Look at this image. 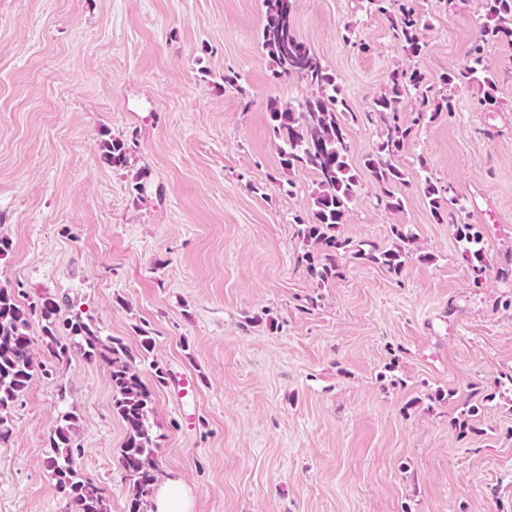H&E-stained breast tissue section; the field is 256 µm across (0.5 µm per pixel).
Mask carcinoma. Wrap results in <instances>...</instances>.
<instances>
[{
	"label": "carcinoma",
	"instance_id": "obj_1",
	"mask_svg": "<svg viewBox=\"0 0 512 512\" xmlns=\"http://www.w3.org/2000/svg\"><path fill=\"white\" fill-rule=\"evenodd\" d=\"M369 10L392 19V38L413 57L419 56L425 46L426 28L416 0H365ZM265 23L260 34L261 47L273 63L276 79L297 78L308 85L312 93L295 106L290 102L273 100L268 105L280 166L285 171L310 168L317 176L312 192V207L307 217L297 216V235L305 242V257L309 269L319 284L341 274L339 259L349 254L353 258L378 263L395 274L404 267L408 252L402 246L376 252L364 251L347 239L336 236V228L344 223L350 206L357 201L361 186L359 174L351 164L350 144L346 125L357 115L339 96L336 73L323 66L315 51L294 31L292 0H265ZM484 18L479 32L467 51L466 63L444 76V84L478 86L481 96L478 104L490 109L497 103L495 74L484 65L485 45L493 41L512 44V0H483ZM414 90L420 100L418 117L423 112L435 117L440 112L455 111L453 95L429 99L425 76L418 70L410 72L395 69L389 74L387 88L373 98L372 111L380 114L399 112L404 94ZM411 128L394 123L366 156L364 167L376 187V199L391 211H400L405 198L397 187L406 184L404 169L395 163ZM132 145L122 139L108 138L100 143L101 159L114 168L128 164ZM440 188L425 180L422 193L428 199L431 211L439 222H448L456 238L465 241L467 259L485 263L481 233L472 224H460L453 212L441 211ZM61 305L56 297L46 294L36 301H21L12 288L0 286V442L11 434V411L28 389L34 376L32 339L28 329L30 320L37 316L42 321V342L52 364L41 372L46 377L56 374V366L70 360L77 351L91 362L108 368L112 383V412L125 424L126 440L121 449V466L131 486L129 512H144L142 505L152 494L157 481L158 448L154 443L150 414L153 390L132 369V354L120 339L103 338L99 327L76 314L60 319ZM76 414L67 411L61 415L49 439L53 455L47 459V468L58 492L65 499L64 512H108V504L93 480L81 476L73 467L74 458L83 448L74 431Z\"/></svg>",
	"mask_w": 512,
	"mask_h": 512
}]
</instances>
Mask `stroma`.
Masks as SVG:
<instances>
[{"mask_svg": "<svg viewBox=\"0 0 512 512\" xmlns=\"http://www.w3.org/2000/svg\"><path fill=\"white\" fill-rule=\"evenodd\" d=\"M292 3L361 115L346 129L357 166L385 130L364 114L389 73L418 69L445 92L483 15L481 0H419L413 57L364 0ZM264 22V0H0V285L122 339L154 388L158 479L181 480L193 512H512V44L485 51L494 110L464 87L453 113L420 120L405 97L404 209L366 178L337 228L381 251L393 228L412 234L402 272L347 256L321 285L294 224L316 176L281 169L267 109L311 90L273 80ZM106 130L135 140L126 167L101 161ZM427 179L480 228L483 271L433 216ZM69 410L77 471L128 512L109 373L78 353L11 412L0 512H63L46 461Z\"/></svg>", "mask_w": 512, "mask_h": 512, "instance_id": "1", "label": "stroma"}]
</instances>
